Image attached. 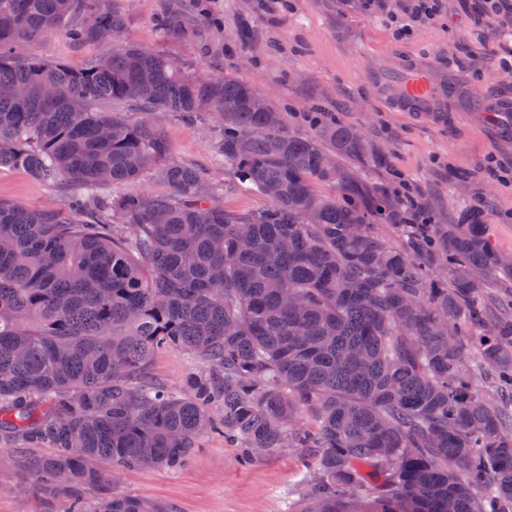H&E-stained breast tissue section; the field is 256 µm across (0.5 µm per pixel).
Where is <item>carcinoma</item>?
Listing matches in <instances>:
<instances>
[{
	"mask_svg": "<svg viewBox=\"0 0 512 512\" xmlns=\"http://www.w3.org/2000/svg\"><path fill=\"white\" fill-rule=\"evenodd\" d=\"M81 12L76 45L112 51L74 69L25 45ZM104 0H0V168L77 190L40 209L0 202V448L50 512H171L85 491L131 467L177 470L203 435L315 458L298 512H512V314L486 282L512 274L484 215L433 224L334 159L364 141L339 122L308 135L250 84L193 75L119 40ZM99 99L216 133L238 183L267 203L235 213L193 168L166 164L158 129ZM155 174L167 195L109 192ZM334 188L331 195L317 186ZM96 190L90 221L86 191ZM396 229L404 244L381 231ZM178 349L184 387L147 380ZM310 414L313 432L299 417Z\"/></svg>",
	"mask_w": 512,
	"mask_h": 512,
	"instance_id": "cac0c4a2",
	"label": "carcinoma"
}]
</instances>
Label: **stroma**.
<instances>
[{"label": "stroma", "instance_id": "obj_1", "mask_svg": "<svg viewBox=\"0 0 512 512\" xmlns=\"http://www.w3.org/2000/svg\"><path fill=\"white\" fill-rule=\"evenodd\" d=\"M410 0H202L221 23L198 37L162 36L157 19L185 10L190 0H115L124 12V42L169 55L191 73L233 76L256 87L285 112L288 128L309 132L311 106L360 131L367 147L352 167L391 188L402 179L412 197L432 201L436 223H455L460 210L481 205L496 248L512 255V122L492 110L512 101V21L485 10L486 0H439L433 18L397 36L387 15ZM26 51L50 63L84 67L105 46H77L66 25L30 42ZM427 58L460 93L442 121L395 111L368 80L401 58ZM150 120L170 145L169 162L194 167L225 186L217 201L243 213L265 198L236 187L235 176L215 151L212 137L191 121L158 112ZM466 183H459L458 174ZM69 183L49 186L18 167L0 168V201L31 208L53 206L71 192ZM198 363L170 349L152 362L158 382L179 388ZM310 470L298 451L280 448L249 463L222 435L202 436L178 472L134 467L105 476L115 491L168 505L173 512H293ZM45 503L27 490L22 476L0 469V512H44Z\"/></svg>", "mask_w": 512, "mask_h": 512}]
</instances>
